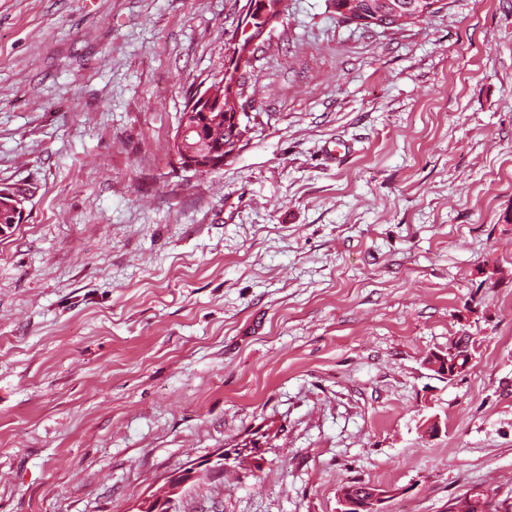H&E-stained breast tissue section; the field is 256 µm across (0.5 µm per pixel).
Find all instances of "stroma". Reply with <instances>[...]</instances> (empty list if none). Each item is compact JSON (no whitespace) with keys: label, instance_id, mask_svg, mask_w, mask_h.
I'll use <instances>...</instances> for the list:
<instances>
[{"label":"stroma","instance_id":"35a3bbf8","mask_svg":"<svg viewBox=\"0 0 512 512\" xmlns=\"http://www.w3.org/2000/svg\"><path fill=\"white\" fill-rule=\"evenodd\" d=\"M245 0H0V512L512 507V0H287L220 169L188 98ZM347 151L328 160L327 144ZM476 337L456 381L426 357ZM438 418L441 431L423 425ZM221 474H213L216 463ZM382 1L409 12L414 16L413 20L435 13L443 7V5L437 8L434 6L442 2V0H333V5L336 9V14L345 19L341 9L350 2L356 3V7L363 12H372L378 10L379 6L382 5L379 2ZM394 495L393 490L378 486L358 489L357 485H346L338 494L340 507L336 512H387L383 505ZM473 492V494L468 495L469 493ZM465 496V499L467 497L474 499L475 505L465 512H488V511H495L496 509L490 508L491 507V501H488V495L484 492H481V490H476L474 488L466 490L463 494L456 496L453 500H458L461 497ZM462 503H459L458 501H451L448 503V512H461L462 510Z\"/></svg>","mask_w":512,"mask_h":512}]
</instances>
